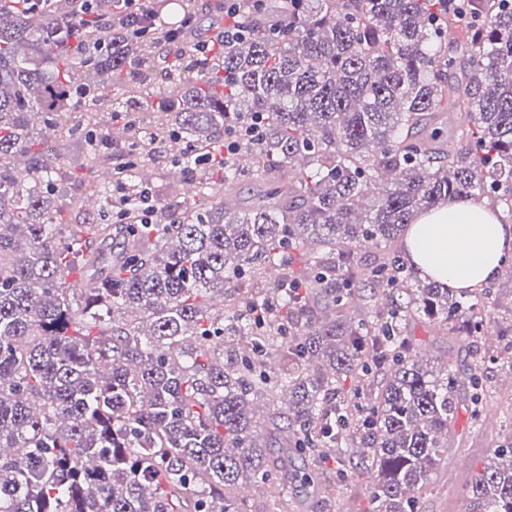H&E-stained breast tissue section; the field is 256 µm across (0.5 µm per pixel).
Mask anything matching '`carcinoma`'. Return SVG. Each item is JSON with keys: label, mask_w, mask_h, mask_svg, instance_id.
Listing matches in <instances>:
<instances>
[{"label": "carcinoma", "mask_w": 512, "mask_h": 512, "mask_svg": "<svg viewBox=\"0 0 512 512\" xmlns=\"http://www.w3.org/2000/svg\"><path fill=\"white\" fill-rule=\"evenodd\" d=\"M242 23L220 70L188 41L170 68L160 41L118 23L76 56L90 29L67 0H0V512H249L230 489L287 502L290 456L338 479L365 470L367 512H419L457 380L406 322L486 336L491 314L512 317V271L476 294L423 281L402 232L458 199L512 213V0H261ZM450 29L465 39L445 47ZM102 90L95 112H152L134 149L63 126L81 92ZM447 107L461 120L448 138ZM260 115L259 143L188 171L196 193L179 212L112 223L113 188L140 206L143 146L183 171L188 148ZM57 131L112 164L93 220L79 219L87 196L59 200ZM251 179L266 190L244 204ZM379 295L384 307H361ZM469 382L481 427L480 367ZM302 480L336 491L315 469ZM465 499V512H512V450H489Z\"/></svg>", "instance_id": "1"}]
</instances>
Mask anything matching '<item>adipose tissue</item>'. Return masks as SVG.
Listing matches in <instances>:
<instances>
[{
	"instance_id": "obj_1",
	"label": "adipose tissue",
	"mask_w": 512,
	"mask_h": 512,
	"mask_svg": "<svg viewBox=\"0 0 512 512\" xmlns=\"http://www.w3.org/2000/svg\"><path fill=\"white\" fill-rule=\"evenodd\" d=\"M404 244L421 277L466 290L495 279L512 254V224L470 200L416 217Z\"/></svg>"
}]
</instances>
